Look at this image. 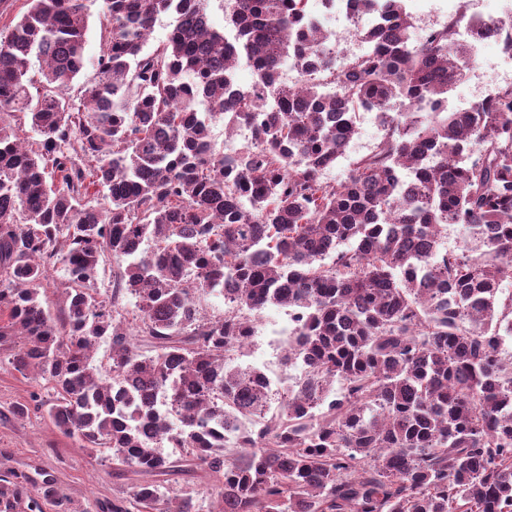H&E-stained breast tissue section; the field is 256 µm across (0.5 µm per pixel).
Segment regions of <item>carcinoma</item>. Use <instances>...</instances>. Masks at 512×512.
Returning <instances> with one entry per match:
<instances>
[{
    "label": "carcinoma",
    "mask_w": 512,
    "mask_h": 512,
    "mask_svg": "<svg viewBox=\"0 0 512 512\" xmlns=\"http://www.w3.org/2000/svg\"><path fill=\"white\" fill-rule=\"evenodd\" d=\"M29 2L0 28V350L49 385L54 425L141 475L170 471L162 447L189 449L216 481L210 512H512V84L446 111L476 63L457 22L415 43L404 0H356L378 14L357 29L372 49L336 75L307 0H225L230 37L208 0H103L76 102L86 0ZM243 61L253 90L235 86ZM368 105L381 139L323 181ZM221 120L255 128L233 157L213 148ZM450 224L468 237L453 250ZM52 263L57 316L40 299ZM128 295L133 335L110 313ZM269 305L288 310L283 362L300 366L274 413L263 371L234 364ZM56 497L0 476V512ZM135 509L196 512L155 482L112 498ZM89 12L91 13L89 31L87 35V44L85 48L86 65L74 80L70 89V96L77 102L79 101V94L83 84L89 83L93 80L95 68L93 66L94 60L101 54L105 42V31L101 25L102 15H100L102 1L89 0Z\"/></svg>",
    "instance_id": "obj_1"
}]
</instances>
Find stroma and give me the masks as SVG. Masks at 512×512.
I'll list each match as a JSON object with an SVG mask.
<instances>
[{"instance_id": "stroma-1", "label": "stroma", "mask_w": 512, "mask_h": 512, "mask_svg": "<svg viewBox=\"0 0 512 512\" xmlns=\"http://www.w3.org/2000/svg\"><path fill=\"white\" fill-rule=\"evenodd\" d=\"M91 13L85 58L87 63L74 80L71 97H78L83 84L93 80L94 60L105 42L100 15L102 0H88ZM290 327L284 309L270 307L260 317L257 337L242 364L279 369L278 356L269 346L271 340L286 335ZM51 393L41 378L0 365V475L18 473L45 475L52 479L61 496L100 508L110 507L113 496L129 492L140 475L119 471L111 457L86 452L79 440L60 432L48 416ZM23 404L29 411L15 418L11 409ZM175 495L192 496L194 503L209 512L215 501L214 481L196 467L175 471L157 478Z\"/></svg>"}]
</instances>
